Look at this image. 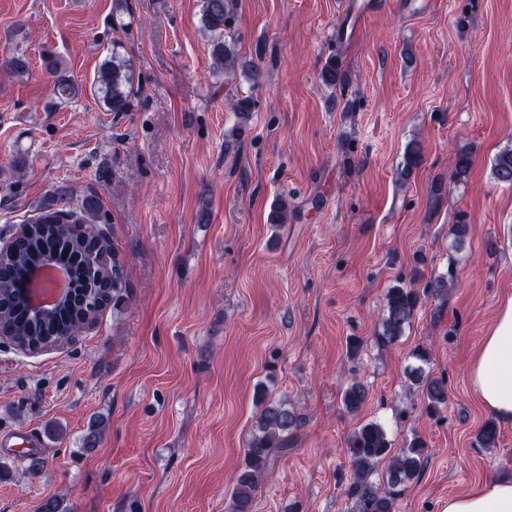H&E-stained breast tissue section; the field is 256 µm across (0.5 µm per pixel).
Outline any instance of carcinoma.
I'll use <instances>...</instances> for the list:
<instances>
[{
    "label": "carcinoma",
    "mask_w": 512,
    "mask_h": 512,
    "mask_svg": "<svg viewBox=\"0 0 512 512\" xmlns=\"http://www.w3.org/2000/svg\"><path fill=\"white\" fill-rule=\"evenodd\" d=\"M236 0H202L203 27L211 40L212 68L217 74L235 72L238 62L234 45L224 38V31L233 19ZM49 71L56 76L53 84L55 96L67 102L78 94L77 87L63 76L62 61H48ZM321 80L334 86L340 80V67L336 58H329L320 73ZM94 87L105 106L112 112H124L133 94V69L130 61L112 53L97 70ZM473 164L471 152L460 150L455 158L453 178L465 180ZM493 174L502 183L512 184V149L497 155ZM29 234L17 240L15 249L0 259V333L26 346H41L63 337H71L86 329L91 321L102 314L96 307L102 292V268L86 236L96 232L101 223L91 203L78 207L57 209L52 204L42 208L35 216ZM53 256L71 264L74 287L69 297L47 317L28 312L20 301L12 300L16 282L33 264ZM419 295L412 288L395 286L386 294V305L379 319L376 343L387 347L403 335L418 304ZM413 357L418 365L410 368L408 379L423 394L425 411L434 415L447 404V387L442 379L425 374L423 364L429 353L417 349ZM366 389L359 383L350 384L343 391L342 402L346 411L357 410L365 401ZM256 399L262 409L253 423L247 439L243 460L224 512H253V503L271 464L288 447L298 428L299 417L288 407V402L269 399L266 385L256 386ZM497 427L487 422L478 434V443L494 448ZM424 443L414 438L393 451L385 426L378 421L367 422L355 429L347 438L346 454L351 466V480L347 494L354 501L355 512H395L398 500L416 480L425 463ZM388 462L386 482L374 480L379 463Z\"/></svg>",
    "instance_id": "1"
}]
</instances>
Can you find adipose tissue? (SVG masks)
Wrapping results in <instances>:
<instances>
[{
    "label": "adipose tissue",
    "mask_w": 512,
    "mask_h": 512,
    "mask_svg": "<svg viewBox=\"0 0 512 512\" xmlns=\"http://www.w3.org/2000/svg\"><path fill=\"white\" fill-rule=\"evenodd\" d=\"M469 378L483 405L500 421L512 422V295L501 302ZM443 512H512V479H494L477 491L450 497Z\"/></svg>",
    "instance_id": "adipose-tissue-1"
}]
</instances>
